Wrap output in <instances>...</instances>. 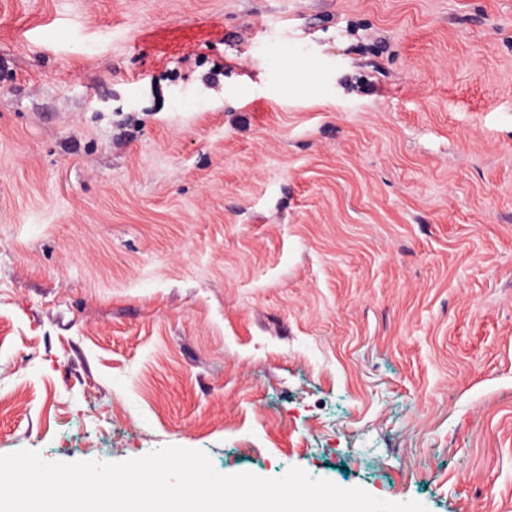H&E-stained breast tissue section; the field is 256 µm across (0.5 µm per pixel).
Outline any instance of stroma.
I'll list each match as a JSON object with an SVG mask.
<instances>
[{"instance_id":"1","label":"stroma","mask_w":512,"mask_h":512,"mask_svg":"<svg viewBox=\"0 0 512 512\" xmlns=\"http://www.w3.org/2000/svg\"><path fill=\"white\" fill-rule=\"evenodd\" d=\"M166 445L512 512V0H0V455ZM302 50L301 46L290 43H288V45L274 43L269 47L267 51L268 73L270 75L271 86L278 94H283L287 90L277 80L281 73L283 60L286 56H288V59L295 58Z\"/></svg>"}]
</instances>
